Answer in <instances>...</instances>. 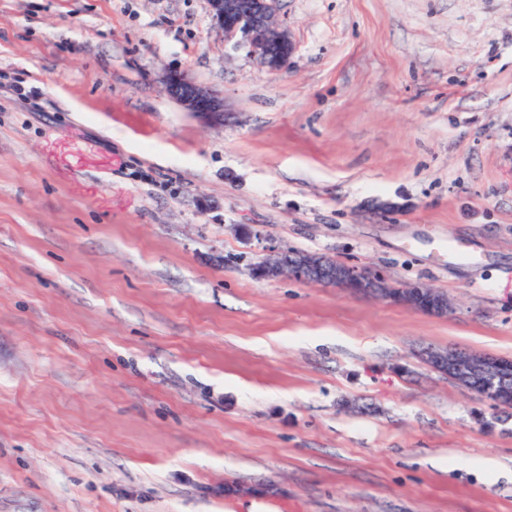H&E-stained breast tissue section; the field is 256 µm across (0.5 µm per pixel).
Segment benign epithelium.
Here are the masks:
<instances>
[{"label": "benign epithelium", "mask_w": 512, "mask_h": 512, "mask_svg": "<svg viewBox=\"0 0 512 512\" xmlns=\"http://www.w3.org/2000/svg\"><path fill=\"white\" fill-rule=\"evenodd\" d=\"M210 14L227 41H240L249 54L270 73H279L290 64L295 44L287 29L277 21L281 0H207ZM167 95L190 112L219 117L224 98L204 88L184 73L173 71L164 80ZM257 278L288 277L309 285L341 288L363 297H372L409 307L417 312L446 316L453 310L448 296L421 282L393 285L381 272L366 266L329 261L318 253L270 248L263 260L250 269ZM425 357L432 369L449 380L473 390L493 405L512 398V360L469 353L458 349H428Z\"/></svg>", "instance_id": "obj_1"}]
</instances>
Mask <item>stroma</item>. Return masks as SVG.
Listing matches in <instances>:
<instances>
[{"mask_svg": "<svg viewBox=\"0 0 512 512\" xmlns=\"http://www.w3.org/2000/svg\"><path fill=\"white\" fill-rule=\"evenodd\" d=\"M278 21L271 74L206 0H0V512H512V409L422 358H512V0ZM164 86L167 95L186 110L207 117L223 116L224 98L196 84L184 73H168ZM332 260L318 253L273 247L250 273L257 278L288 277L309 285L341 288L352 295L390 301L433 316H447L453 310L448 296L438 289L421 282L394 286L378 270Z\"/></svg>", "mask_w": 512, "mask_h": 512, "instance_id": "obj_1", "label": "stroma"}]
</instances>
